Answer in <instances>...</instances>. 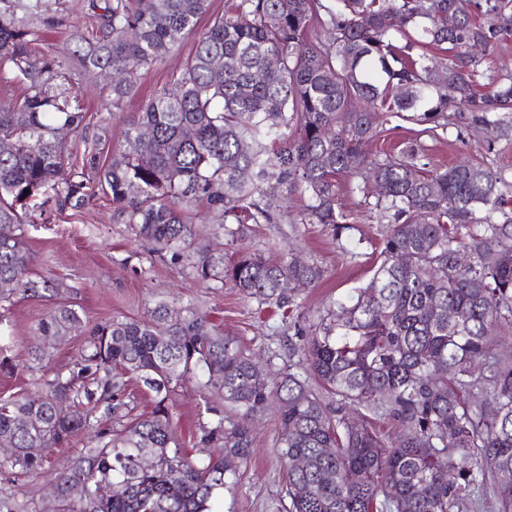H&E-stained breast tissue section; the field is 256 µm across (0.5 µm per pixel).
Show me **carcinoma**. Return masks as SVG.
<instances>
[{
	"instance_id": "carcinoma-1",
	"label": "carcinoma",
	"mask_w": 512,
	"mask_h": 512,
	"mask_svg": "<svg viewBox=\"0 0 512 512\" xmlns=\"http://www.w3.org/2000/svg\"><path fill=\"white\" fill-rule=\"evenodd\" d=\"M486 3L479 22L471 0H238L199 32L209 0H82L74 55L82 71L112 78L114 112L141 69L196 35L170 86L126 121L128 149L100 168L102 136L86 133L65 63L36 53L45 31L70 23L69 0H0V67L24 90L0 99V326L13 294L63 288L29 276L26 207L41 197L77 209L100 189L171 262L201 281H231L300 337L298 360L271 382L194 305L174 312L162 301L148 321L91 327L82 308L60 304L38 325L47 345L31 351L29 369L45 367L54 344H84L72 366L36 379V393L0 400V473L43 470L80 435L83 448L55 472V512H208L251 455L248 423L274 407L286 512H461L490 481L497 512H512V352L501 350L512 334V221L497 219L506 182L481 164L428 170L412 145L369 152L390 112L438 126L465 110L486 129L512 130V75L483 71L469 54L512 31V0ZM429 48L443 52L438 69ZM63 129L79 139H61ZM341 176L365 198L378 186L380 262L316 319L294 288L323 280L316 263L244 248L226 262L201 246L211 224L234 244L249 224L286 221L297 194L307 198L301 223L347 240ZM199 376L211 419L198 444L220 449L217 458L181 448L168 415L171 389ZM132 377L155 394L147 416L126 402ZM213 395L236 418L210 405ZM0 512L30 505L1 485Z\"/></svg>"
}]
</instances>
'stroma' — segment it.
<instances>
[{"label":"stroma","instance_id":"obj_1","mask_svg":"<svg viewBox=\"0 0 512 512\" xmlns=\"http://www.w3.org/2000/svg\"><path fill=\"white\" fill-rule=\"evenodd\" d=\"M193 51V39H185L164 61L142 70L117 113L106 107L110 95L102 78L90 83L78 80L76 87L84 97L92 126H105L111 133L99 147V164L110 163L113 154L125 149V117L139 111L149 97L168 84ZM412 140L420 143L425 162L433 167L468 159L502 169L507 190L512 193V138L504 139L476 126L469 113L452 116L444 128L414 121L405 112L391 114L373 147L395 153ZM339 203L355 226L348 243L338 244L324 225L288 223L251 225L243 242L249 251L267 257L292 246L305 259L323 267L325 276L320 284L298 291L310 319L316 318L329 301L347 298L365 286L378 260L382 226L362 197L350 193L345 179L340 182ZM24 231L32 276L57 278L66 289L53 301L12 297L10 355L16 368L9 373L0 370L2 399L31 391L32 373L26 360L41 343L39 323L58 302L80 306L90 324L96 325L115 317L148 318L160 299L175 298L180 304L198 306L224 335L236 337L257 358H265L268 348H275L282 369L287 368L299 344L297 337L278 334L281 314L277 309L261 308L244 299L232 282H202L190 277L182 265L172 263L151 241L138 237L132 225L121 223L105 195H96L84 208L62 215L50 204L31 208ZM168 408L182 447L195 457H208L209 449L199 444L200 428L207 416L199 406L196 381L177 387L169 397ZM276 436L274 415L254 425L252 455L240 467L235 485L221 493L220 512H277L287 477L274 448ZM52 476L49 467L14 474L15 488L31 500L33 512H53Z\"/></svg>","mask_w":512,"mask_h":512}]
</instances>
